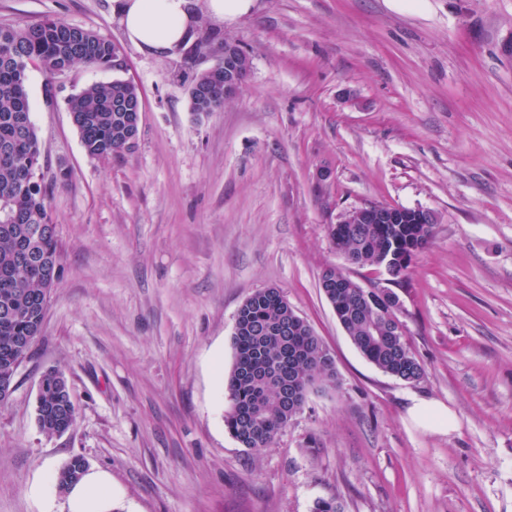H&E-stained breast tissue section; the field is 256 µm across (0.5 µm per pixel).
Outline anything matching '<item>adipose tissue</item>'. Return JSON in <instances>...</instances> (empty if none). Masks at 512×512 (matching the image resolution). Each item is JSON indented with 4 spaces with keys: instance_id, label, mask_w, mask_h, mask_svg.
Wrapping results in <instances>:
<instances>
[{
    "instance_id": "ef3b65f1",
    "label": "adipose tissue",
    "mask_w": 512,
    "mask_h": 512,
    "mask_svg": "<svg viewBox=\"0 0 512 512\" xmlns=\"http://www.w3.org/2000/svg\"><path fill=\"white\" fill-rule=\"evenodd\" d=\"M128 40L141 52L165 55L187 41L199 22L200 15L233 25L251 14L257 0H115ZM110 498L107 477L99 472H86L67 495L68 512H101Z\"/></svg>"
}]
</instances>
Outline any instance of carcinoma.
Instances as JSON below:
<instances>
[{
	"label": "carcinoma",
	"instance_id": "1",
	"mask_svg": "<svg viewBox=\"0 0 512 512\" xmlns=\"http://www.w3.org/2000/svg\"><path fill=\"white\" fill-rule=\"evenodd\" d=\"M64 22L45 19L25 26H0V384L12 385L17 363L41 333L51 289L49 271L59 264L56 229L47 206L46 190L37 181L41 167L38 136L30 116L27 70L38 66L61 75L77 64L110 68L115 65L114 44L99 34L76 28L61 35ZM220 74L202 71L192 85L210 91ZM138 88L123 79L95 83L68 101L71 121L86 153L108 159L129 148L138 130L134 107ZM409 212L397 224H330L328 234L336 251L353 267L400 265L412 251H423L433 225L411 224ZM321 276L334 277L344 287L336 300V319L343 322L354 346L382 372L410 384L421 381L425 369L412 352L405 333L397 331L389 313L399 296L381 288L382 303L362 297V289L347 269L328 266ZM276 288L253 293L236 314L234 361L227 379L228 408L224 425L245 449L259 451L274 445L280 432L307 398L299 393L287 406L280 389L289 380L338 382L336 369L319 355V336L301 322ZM61 372H47L37 396V421L48 435L66 432L75 407L69 386L59 383ZM86 469L77 455L58 472L56 487L65 491Z\"/></svg>",
	"mask_w": 512,
	"mask_h": 512
}]
</instances>
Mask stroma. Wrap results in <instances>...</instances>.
<instances>
[{
  "mask_svg": "<svg viewBox=\"0 0 512 512\" xmlns=\"http://www.w3.org/2000/svg\"><path fill=\"white\" fill-rule=\"evenodd\" d=\"M113 0H0V25L47 18L118 48L115 67L28 71L39 177L60 271L38 340L0 405V512H44L32 488L75 455L111 478V512H512V0H258L231 26L251 61L239 94L202 118L181 48L140 52ZM124 79L136 142L89 157L69 98ZM330 168L331 179L317 173ZM66 181H57L59 172ZM432 211L428 248L398 294L426 375L397 380L345 335L319 276L343 265L327 227L367 203ZM275 287L332 352L322 385L273 447L224 426L240 305ZM62 372L63 434L36 421ZM448 407L451 433L410 421ZM61 374L56 370L47 372L43 376L37 396L38 425L48 435L66 432L74 419L75 407L70 389L68 384L62 383Z\"/></svg>",
  "mask_w": 512,
  "mask_h": 512,
  "instance_id": "obj_1",
  "label": "stroma"
}]
</instances>
